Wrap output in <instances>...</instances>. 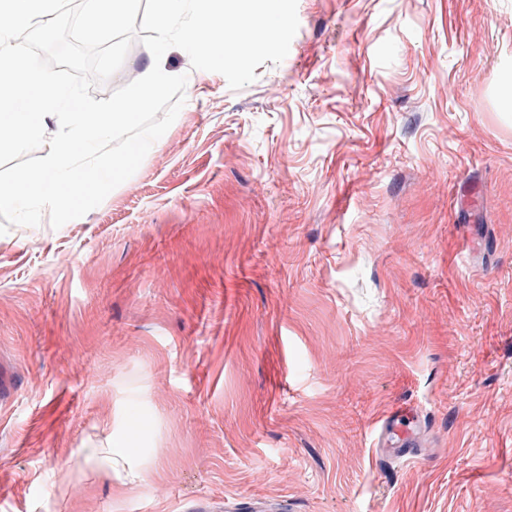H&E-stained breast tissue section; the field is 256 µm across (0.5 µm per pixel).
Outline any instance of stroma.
<instances>
[{
  "label": "stroma",
  "mask_w": 512,
  "mask_h": 512,
  "mask_svg": "<svg viewBox=\"0 0 512 512\" xmlns=\"http://www.w3.org/2000/svg\"><path fill=\"white\" fill-rule=\"evenodd\" d=\"M297 13L238 91L169 49L136 173L0 235V512H512V0ZM375 445L390 447V454L413 461L424 454L423 427L418 419L391 412L377 431Z\"/></svg>",
  "instance_id": "obj_1"
}]
</instances>
